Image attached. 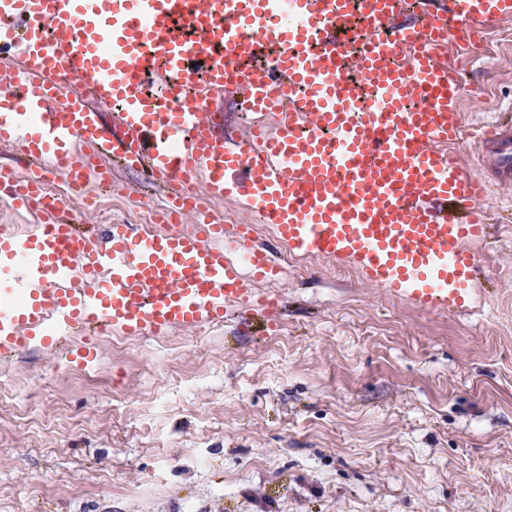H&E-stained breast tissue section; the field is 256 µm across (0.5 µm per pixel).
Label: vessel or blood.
I'll use <instances>...</instances> for the list:
<instances>
[{
  "label": "vessel or blood",
  "mask_w": 512,
  "mask_h": 512,
  "mask_svg": "<svg viewBox=\"0 0 512 512\" xmlns=\"http://www.w3.org/2000/svg\"><path fill=\"white\" fill-rule=\"evenodd\" d=\"M404 4L0 0V53L15 61L0 144L72 187L111 185L116 159L170 199L168 230L91 239L42 182L0 174L14 209L45 216L24 237L0 225V359L78 335L70 357L85 365L95 331L160 336L277 308L255 284L281 266L250 225L214 223L206 196L236 201L290 255L351 265L428 311L465 308L487 234L474 204L512 189V115L482 127L480 169L465 172L442 149L462 134L460 74L436 55L477 45L512 0H426L420 24ZM230 92L263 117L242 135L214 122Z\"/></svg>",
  "instance_id": "obj_1"
}]
</instances>
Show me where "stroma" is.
Returning <instances> with one entry per match:
<instances>
[{"label":"stroma","instance_id":"stroma-1","mask_svg":"<svg viewBox=\"0 0 512 512\" xmlns=\"http://www.w3.org/2000/svg\"><path fill=\"white\" fill-rule=\"evenodd\" d=\"M463 136L512 109V21L456 57ZM71 200L93 237L140 223L165 187L113 163ZM478 208L466 309L429 312L350 266L289 259L276 312L161 336L99 333L0 361V512H512V196Z\"/></svg>","mask_w":512,"mask_h":512}]
</instances>
